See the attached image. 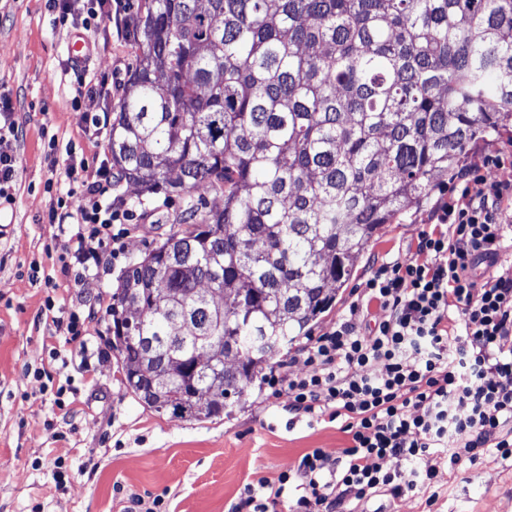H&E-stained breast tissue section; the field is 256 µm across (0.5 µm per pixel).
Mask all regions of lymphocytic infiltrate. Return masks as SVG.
<instances>
[{
	"instance_id": "f902f5d3",
	"label": "lymphocytic infiltrate",
	"mask_w": 512,
	"mask_h": 512,
	"mask_svg": "<svg viewBox=\"0 0 512 512\" xmlns=\"http://www.w3.org/2000/svg\"><path fill=\"white\" fill-rule=\"evenodd\" d=\"M46 11L76 29H91L129 12L128 0H45ZM74 107L83 111L84 132L108 131L107 81L81 72L78 62L62 68ZM23 136L11 91L0 89V199L18 176L17 146ZM66 184L47 213L64 236L61 269L73 281L97 270L101 245L120 244L119 225L134 213L112 198L109 162L89 166L74 148L51 157ZM458 194L433 215L417 252L380 264L368 279L367 301L387 317L360 332L362 304L349 307L334 330L304 348L305 373L270 371L267 382L288 394V409L309 416L324 409L345 418L351 444L335 456L316 448L298 467L279 474L269 493L246 486L228 512H275L287 486L303 489L302 512H345L348 502L386 492L398 498L428 485L433 470L385 469L391 457L408 461L438 452L449 464L495 449L512 458V273L476 278V264L493 267L505 226L503 204L512 201V180L487 183L479 171L457 176ZM76 233H69L70 225ZM429 262H422V255ZM464 323L454 333V319Z\"/></svg>"
}]
</instances>
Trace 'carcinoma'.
I'll list each match as a JSON object with an SVG mask.
<instances>
[{"instance_id":"carcinoma-1","label":"carcinoma","mask_w":512,"mask_h":512,"mask_svg":"<svg viewBox=\"0 0 512 512\" xmlns=\"http://www.w3.org/2000/svg\"><path fill=\"white\" fill-rule=\"evenodd\" d=\"M134 30L114 184L183 199L185 228L124 271L111 345L146 407L219 418L383 225L512 130V0H144Z\"/></svg>"}]
</instances>
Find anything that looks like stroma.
Listing matches in <instances>:
<instances>
[{"label":"stroma","mask_w":512,"mask_h":512,"mask_svg":"<svg viewBox=\"0 0 512 512\" xmlns=\"http://www.w3.org/2000/svg\"><path fill=\"white\" fill-rule=\"evenodd\" d=\"M74 31L54 23L44 0H0V86L19 101L23 136L17 147L18 176L12 202L0 204V512H127L132 498L160 497L171 512H227L244 485L275 482L315 448L341 454L350 444L342 420L328 416L291 420L288 397L268 384L248 389L229 414L179 419L147 408L122 383L118 354L102 360L112 318L107 310L127 266L178 231L179 199L138 198L135 186L114 189L137 217L128 226L124 253L81 282L60 273L62 238L44 217L54 202L44 184L51 176L50 150L73 145L77 157L99 165L110 142L84 133L60 70ZM96 49L89 62L100 74H115L110 107L119 111L123 87L139 62L133 35L106 21L88 33ZM501 157L503 166L489 164ZM512 141L488 138L473 145L466 162L487 182L512 179ZM456 178L440 186L417 210L383 225L360 256L351 279L333 305L301 338V345L334 329L360 300L375 267L413 252ZM58 298L80 293L92 319L86 335L56 332L43 316L46 278ZM70 362L55 376L65 386L62 404L40 394L33 373L51 351ZM407 471L435 468L430 488L400 498L380 494L351 502L350 512H512V462L487 453L456 466L435 455L414 461L391 459Z\"/></svg>","instance_id":"35a3bbf8"}]
</instances>
